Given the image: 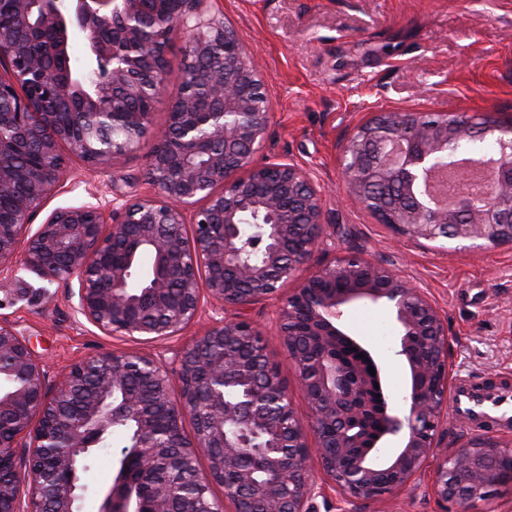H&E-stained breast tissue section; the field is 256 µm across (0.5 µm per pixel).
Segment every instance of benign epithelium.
Listing matches in <instances>:
<instances>
[{
  "label": "benign epithelium",
  "instance_id": "benign-epithelium-1",
  "mask_svg": "<svg viewBox=\"0 0 512 512\" xmlns=\"http://www.w3.org/2000/svg\"><path fill=\"white\" fill-rule=\"evenodd\" d=\"M209 0H0V273L17 262L68 289L73 310L110 336L164 340L195 324L204 305L223 311L294 288L279 336L305 394L310 420L293 411L288 384L253 323L214 319L171 361L125 351L84 358L53 376L12 324L0 321V512H79L81 473L112 425L132 422L97 512H315L308 435L323 474L347 502L410 487L434 449L447 402V329L427 294L389 267L349 253L310 269L324 235L323 206L293 162L253 163L268 127L265 80ZM189 34L184 60L224 49L221 64L193 72L171 95L168 125L147 152L151 197L33 217L67 174V156L99 169L141 148L152 124L168 50ZM87 47L70 63L69 40ZM496 150L468 158L485 168L476 200L458 170L450 204L431 202L430 179L448 169L461 138ZM351 196L381 224L427 240L512 242V120L489 114L375 112L344 146ZM153 262L132 287L140 254ZM308 275L297 276L301 270ZM384 305L401 333L409 386L386 414L388 459H347L370 383L336 358L346 308ZM249 390L231 403L224 390ZM190 418L192 434L183 421ZM241 426L238 434L228 426ZM512 447L476 442L444 457L431 491L441 504L490 500L495 461ZM207 466L200 467V459ZM193 478L174 489L172 478Z\"/></svg>",
  "mask_w": 512,
  "mask_h": 512
}]
</instances>
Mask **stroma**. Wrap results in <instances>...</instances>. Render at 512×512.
I'll return each instance as SVG.
<instances>
[{"mask_svg": "<svg viewBox=\"0 0 512 512\" xmlns=\"http://www.w3.org/2000/svg\"><path fill=\"white\" fill-rule=\"evenodd\" d=\"M246 51L262 67L271 102L257 164L291 161L319 190L327 224L314 265L358 252L424 290L448 331L450 385L466 380L512 390V243L471 247L462 240L430 241L397 233L351 197L340 166L343 146L374 112L490 113L512 119V0H212ZM146 157L138 150L108 169L71 159V176L40 210L152 195ZM13 289L0 292V320L16 325L53 373L104 351L171 356L209 326L211 312L183 335L150 342L108 336L77 316L63 284L34 272H12ZM283 301L252 305L247 315L282 366L291 404L306 415V400L288 369L277 334ZM348 334L380 363L394 399L404 395L409 371L400 335L381 307L345 309ZM481 439L512 442V421L476 426L448 419L442 447L452 452ZM438 463L430 457L416 489L381 499L341 502L319 467L324 493L317 512H462L440 507L428 490Z\"/></svg>", "mask_w": 512, "mask_h": 512, "instance_id": "obj_1", "label": "stroma"}]
</instances>
